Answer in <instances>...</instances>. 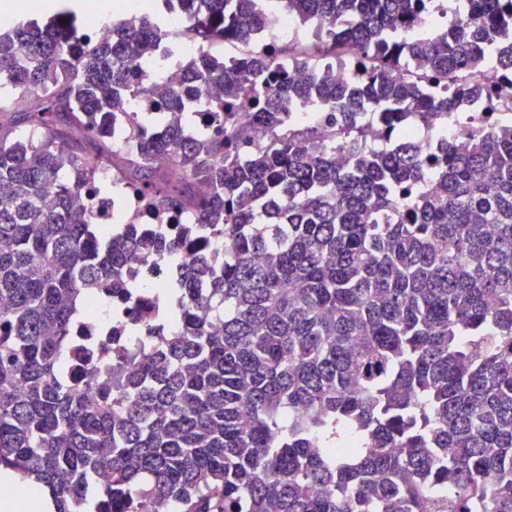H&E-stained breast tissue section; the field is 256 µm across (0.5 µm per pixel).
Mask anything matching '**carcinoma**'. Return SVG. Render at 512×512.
Here are the masks:
<instances>
[{
  "mask_svg": "<svg viewBox=\"0 0 512 512\" xmlns=\"http://www.w3.org/2000/svg\"><path fill=\"white\" fill-rule=\"evenodd\" d=\"M228 2L160 5L184 9L188 38L242 40ZM274 2L334 34L229 65L189 57L227 130L184 137L186 92L169 86L155 111L131 113L127 157L99 120L151 90L137 80L153 75L148 52L176 38L154 12L109 42L36 19L0 36V79L28 126L0 129V467L48 487L55 512H87L103 473L96 512H512V125L435 157L364 137L368 120L437 125L470 101L512 111V47L482 69L512 41V0H467L432 38L417 36L425 0ZM318 56L366 72L324 71ZM405 62L415 75L393 79ZM263 77L280 93L253 99L254 120L278 126L291 101H321L351 135L343 163L316 126L230 154L251 144L234 114ZM367 99L385 111H358ZM103 164L154 211L187 209L224 234L225 255L215 272L187 255L181 285L156 292L178 334L152 325L78 390L67 371L85 298L143 293L136 265L182 245L97 223L118 197L94 175Z\"/></svg>",
  "mask_w": 512,
  "mask_h": 512,
  "instance_id": "cac0c4a2",
  "label": "carcinoma"
}]
</instances>
